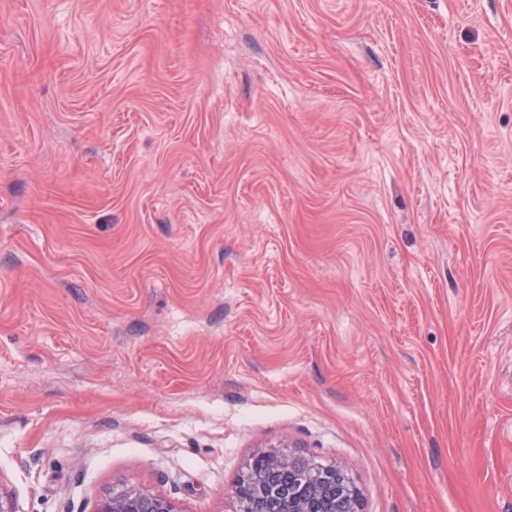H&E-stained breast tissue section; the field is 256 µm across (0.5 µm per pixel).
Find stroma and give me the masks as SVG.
<instances>
[{"mask_svg": "<svg viewBox=\"0 0 512 512\" xmlns=\"http://www.w3.org/2000/svg\"><path fill=\"white\" fill-rule=\"evenodd\" d=\"M512 512V0H0V489ZM290 455L286 456L276 449H269L259 453L254 457L249 465V470L237 482V486H242L243 492L247 496L250 505L258 512H281L285 500L289 497H307L308 512H350L342 509H351L355 507V501H340L338 496L324 493L316 496V489L310 481L309 476L313 470H335L332 465H323L315 463L310 459L301 456H295L292 460V466L288 470V465L278 470L271 479L266 475V469L278 468L279 464L284 462ZM259 468V469H258Z\"/></svg>", "mask_w": 512, "mask_h": 512, "instance_id": "obj_1", "label": "stroma"}]
</instances>
